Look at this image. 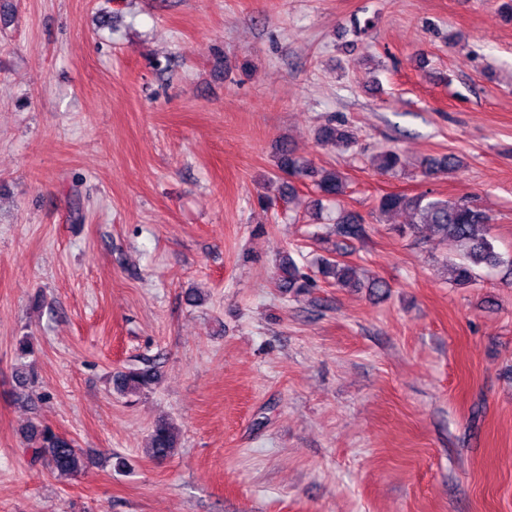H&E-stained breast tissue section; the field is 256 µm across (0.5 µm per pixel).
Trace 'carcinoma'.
Here are the masks:
<instances>
[{
	"label": "carcinoma",
	"instance_id": "carcinoma-1",
	"mask_svg": "<svg viewBox=\"0 0 512 512\" xmlns=\"http://www.w3.org/2000/svg\"><path fill=\"white\" fill-rule=\"evenodd\" d=\"M317 140L323 146L346 150L355 143V136L346 124L329 122L318 129ZM370 163L379 174L384 175L398 171L402 159L397 150L389 148L372 155ZM459 166L460 161L453 157L428 158L423 162L422 174L429 177L440 168L453 171ZM276 167L279 179L282 180L281 196L294 197L296 189L293 182L308 180L320 195L315 200V210L318 212L322 209V200L343 196L347 187V177L343 172L334 167H318L311 161L296 156L285 145L280 150ZM376 211L381 216L406 212L411 216L409 229L424 224L431 234L451 244L459 256V261L452 266L456 285L471 284L478 268L495 269L506 266L512 270V256L506 258L495 249L490 231L492 217L468 199L452 201L428 193H386L377 200ZM335 224L338 236L356 239L364 234L363 219L352 212H339ZM318 274L323 281L339 288L387 287V283L380 279H374L367 285L362 284L354 276L352 266L335 258L323 259ZM278 281L279 287L297 294L309 287L306 276L289 255L278 266ZM156 380V370L151 367L131 368L117 373L115 385L117 391L124 395H138L152 388ZM26 439L29 441L28 450L34 459L44 463L51 473L61 478L74 477L85 471L91 463L89 455L77 448L73 440L48 425H29ZM177 444L173 425L161 419L153 427L148 454L156 460H165L174 455Z\"/></svg>",
	"mask_w": 512,
	"mask_h": 512
}]
</instances>
